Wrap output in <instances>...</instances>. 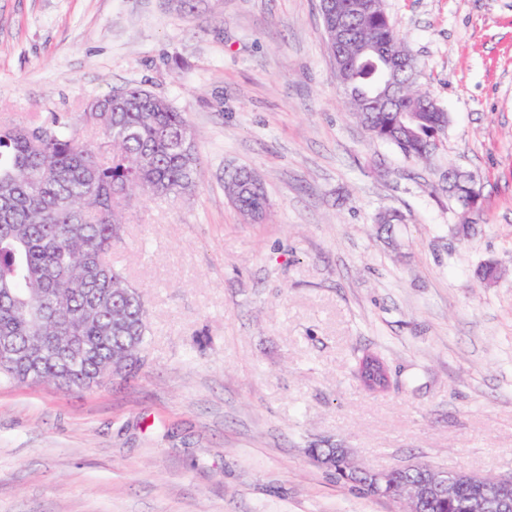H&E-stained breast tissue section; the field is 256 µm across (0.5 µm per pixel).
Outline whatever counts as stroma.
I'll list each match as a JSON object with an SVG mask.
<instances>
[{
    "label": "stroma",
    "instance_id": "obj_1",
    "mask_svg": "<svg viewBox=\"0 0 512 512\" xmlns=\"http://www.w3.org/2000/svg\"><path fill=\"white\" fill-rule=\"evenodd\" d=\"M318 3L0 0V119L88 139L86 105L138 86L186 113L200 158L112 249L148 312L138 373L0 382V512H398L310 448L512 476V0H384L449 116L426 164L350 114ZM452 168L483 197L466 232ZM235 169L262 180L263 220L226 196ZM366 353L387 391L361 387Z\"/></svg>",
    "mask_w": 512,
    "mask_h": 512
}]
</instances>
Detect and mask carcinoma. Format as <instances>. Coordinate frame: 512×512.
<instances>
[{"label":"carcinoma","mask_w":512,"mask_h":512,"mask_svg":"<svg viewBox=\"0 0 512 512\" xmlns=\"http://www.w3.org/2000/svg\"><path fill=\"white\" fill-rule=\"evenodd\" d=\"M319 0L329 50L336 3ZM388 45L410 57L396 75V103L354 116L373 136L396 146L413 161L426 162L433 142L445 136L448 116L416 81L417 66L389 27L352 17L353 64L340 83L361 102L374 101L386 80L380 60L365 50ZM85 120L97 140L80 142L78 129L61 117L48 123L0 122V337L42 352L38 371L21 362L0 366V379L47 383L62 391H89L105 381L135 373L142 364L147 311L141 293L112 266L108 255L122 239L126 213L142 195L171 198L196 185L200 158L185 113L141 87L125 88L88 104ZM254 174L228 175L224 189L235 207L258 221L266 212L265 190L252 188ZM336 459L331 475L348 491L375 496L364 478L336 458L334 448H310L308 455ZM431 470L427 464L389 475L382 497L397 500L399 486ZM480 486L462 484L452 496L431 503L428 512H471Z\"/></svg>","instance_id":"obj_1"}]
</instances>
